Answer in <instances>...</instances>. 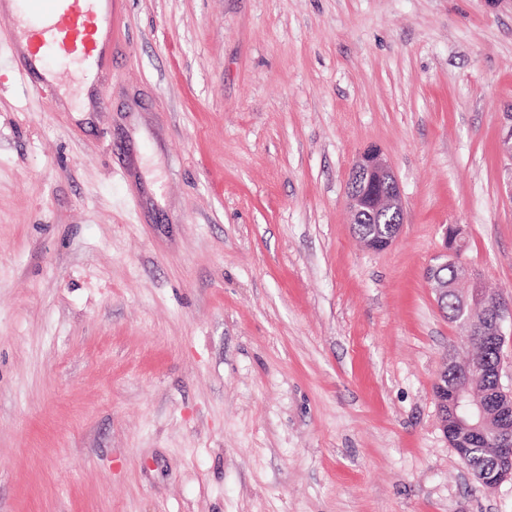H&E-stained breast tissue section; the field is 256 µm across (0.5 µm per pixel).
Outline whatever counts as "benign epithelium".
<instances>
[{
    "mask_svg": "<svg viewBox=\"0 0 512 512\" xmlns=\"http://www.w3.org/2000/svg\"><path fill=\"white\" fill-rule=\"evenodd\" d=\"M347 196L354 212L363 208L394 211L397 220L385 229L381 241L383 248L390 247L404 224L405 206L395 175L378 148L366 149L353 166ZM464 249L460 229L453 225L446 227L444 248L428 267L426 279L437 306L445 315L448 314L450 289L448 280L439 275V270L452 264L458 272V280L470 282L467 293L458 295L459 312L454 323L469 347L480 346L493 357L495 386L482 392L475 390V380L464 366L457 383L451 387L442 377H437L433 393L443 434H448L451 419L454 427L461 428L476 443L484 441L486 436L490 438L488 451L494 456L496 484L499 485L512 479V384L503 382V327L506 321H512V304H505L483 288L475 273L461 261Z\"/></svg>",
    "mask_w": 512,
    "mask_h": 512,
    "instance_id": "7a95c632",
    "label": "benign epithelium"
}]
</instances>
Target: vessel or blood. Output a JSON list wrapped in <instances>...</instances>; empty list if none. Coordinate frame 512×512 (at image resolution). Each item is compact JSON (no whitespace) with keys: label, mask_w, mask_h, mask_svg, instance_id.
Instances as JSON below:
<instances>
[{"label":"vessel or blood","mask_w":512,"mask_h":512,"mask_svg":"<svg viewBox=\"0 0 512 512\" xmlns=\"http://www.w3.org/2000/svg\"><path fill=\"white\" fill-rule=\"evenodd\" d=\"M0 16L12 21L16 73L32 93L46 96L50 109L61 105L54 89L62 75L45 69L48 56L96 73L112 65V0H0Z\"/></svg>","instance_id":"vessel-or-blood-1"}]
</instances>
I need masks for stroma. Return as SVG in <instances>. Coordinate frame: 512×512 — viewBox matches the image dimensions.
<instances>
[{"mask_svg":"<svg viewBox=\"0 0 512 512\" xmlns=\"http://www.w3.org/2000/svg\"><path fill=\"white\" fill-rule=\"evenodd\" d=\"M10 28L0 512H512L440 428L469 348L425 276L457 224L512 301V0H119L97 112L10 78ZM348 204L353 213L362 208L377 211L393 210L397 216L394 224L385 229L381 245L390 247L397 239L404 224V201L390 165L381 157L377 147L366 149L353 166L348 187Z\"/></svg>","mask_w":512,"mask_h":512,"instance_id":"1","label":"stroma"}]
</instances>
